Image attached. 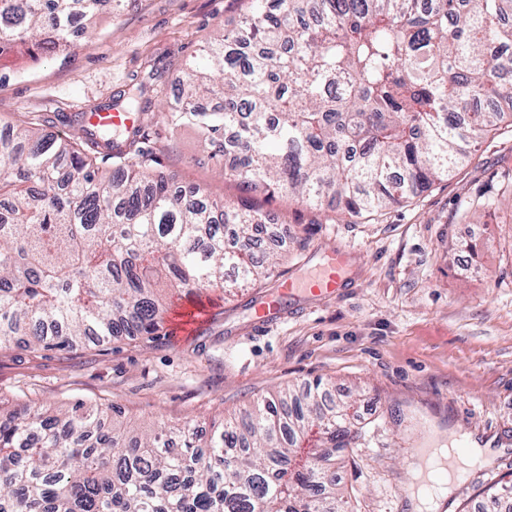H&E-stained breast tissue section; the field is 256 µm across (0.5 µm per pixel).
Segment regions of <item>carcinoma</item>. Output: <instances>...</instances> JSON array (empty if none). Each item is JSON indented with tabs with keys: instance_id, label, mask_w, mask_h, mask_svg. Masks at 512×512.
Masks as SVG:
<instances>
[{
	"instance_id": "carcinoma-1",
	"label": "carcinoma",
	"mask_w": 512,
	"mask_h": 512,
	"mask_svg": "<svg viewBox=\"0 0 512 512\" xmlns=\"http://www.w3.org/2000/svg\"><path fill=\"white\" fill-rule=\"evenodd\" d=\"M112 0H0V47L57 53ZM512 0H248L185 64L171 128L224 177L373 214L449 177L512 113ZM0 136V349L152 336L176 302L274 276L266 215L183 190L141 126L123 142L33 121ZM322 382L283 388L200 441L190 421L133 433L120 408L0 411V512H346L325 463L361 438ZM314 451L303 457L309 434Z\"/></svg>"
}]
</instances>
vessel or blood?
Masks as SVG:
<instances>
[{"label":"vessel or blood","instance_id":"b4317fda","mask_svg":"<svg viewBox=\"0 0 512 512\" xmlns=\"http://www.w3.org/2000/svg\"><path fill=\"white\" fill-rule=\"evenodd\" d=\"M346 261V254L339 251L333 253L330 260L308 278L301 281H285L276 294L258 304L256 308L258 326L267 327L283 317V301L286 297L299 294L321 295L327 298L336 296L344 286L342 270Z\"/></svg>","mask_w":512,"mask_h":512}]
</instances>
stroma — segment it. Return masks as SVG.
<instances>
[{
	"label": "stroma",
	"mask_w": 512,
	"mask_h": 512,
	"mask_svg": "<svg viewBox=\"0 0 512 512\" xmlns=\"http://www.w3.org/2000/svg\"><path fill=\"white\" fill-rule=\"evenodd\" d=\"M247 0H124L69 53L0 61V124L45 119L58 136L79 115L146 84L170 100L186 59L237 21ZM155 170L212 197L275 217L274 278L219 301L192 334L167 318L153 336L89 340L66 350H0V401L50 410L115 404L139 428L190 420L203 431L278 388L325 382L354 404L356 447L336 455L346 512H408L420 449L477 443L489 461L456 485L441 512H486L489 488L512 483V125L481 140L448 179L373 216L310 209L246 193L224 179L197 129L144 117ZM479 256L469 259L468 243ZM348 256L337 297L289 300L256 328L254 307L280 281Z\"/></svg>",
	"instance_id": "1"
}]
</instances>
